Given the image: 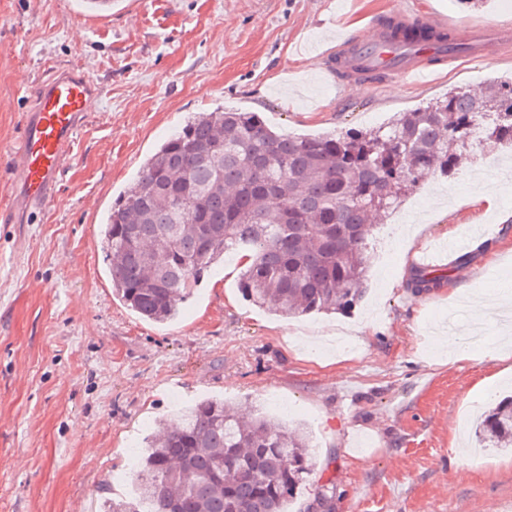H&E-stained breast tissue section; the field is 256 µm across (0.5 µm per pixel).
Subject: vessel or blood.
Segmentation results:
<instances>
[{"label": "vessel or blood", "mask_w": 512, "mask_h": 512, "mask_svg": "<svg viewBox=\"0 0 512 512\" xmlns=\"http://www.w3.org/2000/svg\"><path fill=\"white\" fill-rule=\"evenodd\" d=\"M428 54L424 45L399 55L384 39L372 45L344 40L332 50L326 70L341 82L349 77L348 65L354 62L369 70L383 68L391 78H405L427 68ZM101 93L100 85L72 69L54 74L40 87L32 109L21 119L20 148L14 161L19 188L13 210L30 215L49 203L85 121L88 103Z\"/></svg>", "instance_id": "vessel-or-blood-1"}]
</instances>
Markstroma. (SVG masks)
I'll return each instance as SVG.
<instances>
[{
  "label": "stroma",
  "mask_w": 512,
  "mask_h": 512,
  "mask_svg": "<svg viewBox=\"0 0 512 512\" xmlns=\"http://www.w3.org/2000/svg\"><path fill=\"white\" fill-rule=\"evenodd\" d=\"M462 29L512 30V0H0V213L15 187L20 121L42 82L74 68L96 84L58 190L32 222H0V512H95L112 478L133 470L127 447L178 405L220 398L312 432V487L293 512H512V450L477 448L474 422L512 395L498 359L507 326L475 314L456 288L512 286V184L495 210L471 209V173L497 180L512 154L476 149L375 225L360 304L281 317L238 289L236 258L214 267L178 319L142 320L112 293L100 226L145 157L193 112L262 113L290 135L387 125L453 87L512 73L499 55L435 61L431 78L336 86L323 57L337 40L379 33L392 7ZM449 256L441 288L407 283L431 249ZM485 339L467 359L434 349L436 328ZM352 325L350 349L292 350L296 330ZM329 489L316 507L319 486Z\"/></svg>",
  "instance_id": "stroma-1"
}]
</instances>
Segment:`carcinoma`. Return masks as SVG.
I'll list each match as a JSON object with an SVG mask.
<instances>
[{
	"instance_id": "1",
	"label": "carcinoma",
	"mask_w": 512,
	"mask_h": 512,
	"mask_svg": "<svg viewBox=\"0 0 512 512\" xmlns=\"http://www.w3.org/2000/svg\"><path fill=\"white\" fill-rule=\"evenodd\" d=\"M399 43L451 34L389 29ZM512 146V80L476 93L451 88L398 112L386 130L302 136L274 132L257 112H194L148 156L101 227L112 293L142 318L179 314L212 266L245 263L242 297L285 316L347 311L363 294L371 218L388 214L427 178L449 177L477 146ZM445 275L416 271L415 293ZM483 448L512 447V397L478 426ZM301 427L257 417L244 424L222 401L181 412L147 439L129 497L99 512H288L313 472Z\"/></svg>"
}]
</instances>
